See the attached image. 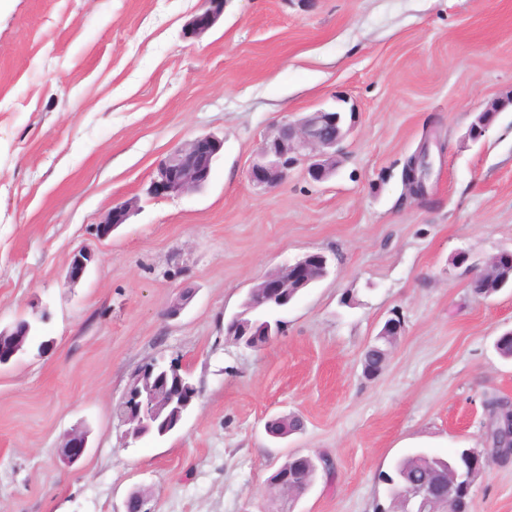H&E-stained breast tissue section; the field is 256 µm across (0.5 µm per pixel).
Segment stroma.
<instances>
[{"mask_svg":"<svg viewBox=\"0 0 512 512\" xmlns=\"http://www.w3.org/2000/svg\"><path fill=\"white\" fill-rule=\"evenodd\" d=\"M0 0V327L45 314V354L0 367V512H390L380 479L424 451L486 448L484 402H512V289L470 282L512 250V106L480 141L474 117L512 96V0ZM353 113L336 172L297 165L276 188L248 170L283 120ZM223 138L208 182L154 198L155 164ZM426 201L401 179L424 138ZM135 208L104 240L98 217ZM95 260L65 281L74 251ZM312 252L329 274L250 349L224 324L265 274ZM468 257L457 265L458 253ZM179 315L167 311L184 289ZM404 330L381 373L362 358L385 320ZM175 360L198 395L166 437L133 441L118 407L139 369ZM297 415L276 441L265 425ZM88 431L82 462L59 449ZM323 456L297 502L271 494L288 455ZM471 512H512V461ZM223 15L224 0H201L188 24L191 34L200 36L206 33L216 25Z\"/></svg>","mask_w":512,"mask_h":512,"instance_id":"1","label":"stroma"}]
</instances>
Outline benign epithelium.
<instances>
[{"mask_svg":"<svg viewBox=\"0 0 512 512\" xmlns=\"http://www.w3.org/2000/svg\"><path fill=\"white\" fill-rule=\"evenodd\" d=\"M224 15V0H200V5L188 27L191 34L200 36L211 28ZM512 105V97L492 100L480 114L478 122L483 130H488L497 114ZM345 136L341 113L319 110L297 120H285L277 126L274 134L262 144L257 158L249 170L251 183L272 188L282 182L288 171L302 161L307 162V174L315 181L329 176L330 163L336 156V147ZM224 141L213 134L200 135L188 143L172 148L155 167L147 192L154 197L179 196L204 185L211 174L212 163L223 149ZM410 178L406 180V190H411L420 174L430 172L429 158L415 153L408 166ZM135 207L131 200L117 201L112 208L101 215L95 225L98 238H108L112 231L125 223ZM94 255L80 249L74 252L68 264L66 280L69 284L79 282L88 272ZM328 259L321 253L309 254L293 263H285L264 275L249 292L247 312L267 313L279 311L288 303V289L300 283H309L317 274H325ZM244 314L231 318L241 325L237 342L249 348L263 346L282 330V320L264 323L255 338L242 341L241 336L249 331L250 322H241ZM31 325L16 322L4 328L16 337L12 355L25 351L26 338ZM187 384L182 375V367L175 361L164 366L154 361L144 366L125 396L132 411L124 418L128 424L127 433L135 440L144 438L151 429L162 424L161 416L167 408L176 405L187 409L192 398L185 397ZM88 448L87 435L73 432L66 438L61 453L63 460L70 465L79 463ZM494 463L489 457H475L473 465L465 471H454L449 480L437 478L435 481L414 489L404 490L394 481L388 480L389 495L397 504V512H451V494L457 485L474 487Z\"/></svg>","mask_w":512,"mask_h":512,"instance_id":"benign-epithelium-1","label":"benign epithelium"}]
</instances>
